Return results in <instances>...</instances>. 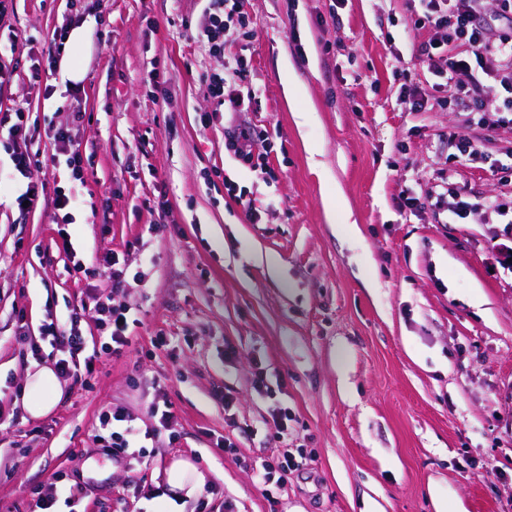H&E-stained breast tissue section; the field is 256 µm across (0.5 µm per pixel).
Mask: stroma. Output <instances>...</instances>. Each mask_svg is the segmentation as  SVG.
<instances>
[{"label": "stroma", "instance_id": "1", "mask_svg": "<svg viewBox=\"0 0 512 512\" xmlns=\"http://www.w3.org/2000/svg\"><path fill=\"white\" fill-rule=\"evenodd\" d=\"M407 7L242 0L255 36L230 25L220 59L190 38L200 0H14L0 16V66L13 71L0 107L28 111L44 185L38 208L20 212L1 126L0 512H29L61 472L57 512H198L197 497L167 487L178 459L202 474L210 512H512V261L498 250L512 224L397 206L439 171L471 201L512 198L489 167L512 152V124L468 131L459 113L415 111L403 83L425 81L412 53L430 33L406 27ZM72 16L79 80L33 79ZM12 32L28 37L23 53ZM238 56L237 83L256 102L214 111L208 78ZM239 125L264 133L261 166L225 147ZM61 128L83 145L82 180ZM464 132L485 161L450 158L449 136ZM60 188L77 198L63 228L52 222ZM108 252L129 278L127 352L86 383L62 379L56 407L34 415L27 377L56 360L42 327L111 288ZM76 258L86 274L72 272ZM160 390L175 435L142 463L94 442L101 411L146 417ZM276 405L292 414L284 439L265 424ZM225 436L235 454L216 449ZM287 448L307 455L265 497L254 473Z\"/></svg>", "mask_w": 512, "mask_h": 512}]
</instances>
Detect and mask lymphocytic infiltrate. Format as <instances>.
<instances>
[{"label": "lymphocytic infiltrate", "mask_w": 512, "mask_h": 512, "mask_svg": "<svg viewBox=\"0 0 512 512\" xmlns=\"http://www.w3.org/2000/svg\"><path fill=\"white\" fill-rule=\"evenodd\" d=\"M202 21L194 42L205 47L211 55L223 56L224 30L227 21L237 20L248 27L246 18L239 15L240 0H202ZM407 22L411 28L430 30L428 41L420 43L415 56L428 74L447 80L448 98L441 109L453 112L463 108L468 119L480 125L490 112H512V28L501 31L484 22L487 6H495L499 16L512 19V0H408ZM14 121L8 130L7 150L16 170L27 184L17 195V206H36L39 188L31 182V169L36 164L32 152V136L28 115L23 108L13 110ZM103 262L112 270L110 293L93 294L91 302L72 310L66 324H45L44 335L50 336L60 356L56 371L74 380L91 375L102 356H121L129 344L126 306L114 303L126 283V271L118 255L107 253ZM92 317L109 338L99 346L88 347L80 330L85 317ZM155 424L141 429L130 413L105 410L98 416L99 426L94 440L108 448L114 459L132 464L144 458L147 444L162 432L172 430L175 413L165 395H157L149 406Z\"/></svg>", "instance_id": "f902f5d3"}]
</instances>
